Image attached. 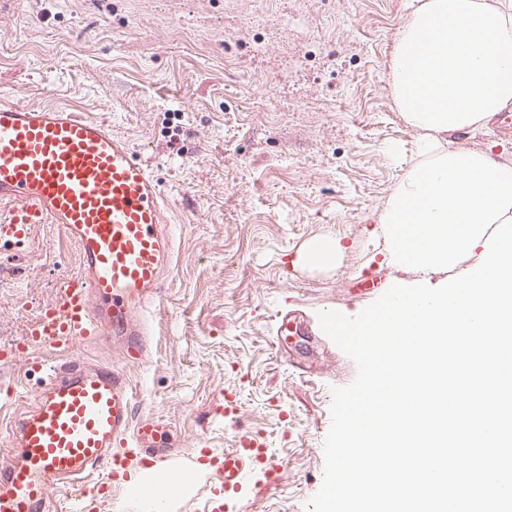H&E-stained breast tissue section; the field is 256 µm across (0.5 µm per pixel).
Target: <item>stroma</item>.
Here are the masks:
<instances>
[{
  "instance_id": "1",
  "label": "stroma",
  "mask_w": 512,
  "mask_h": 512,
  "mask_svg": "<svg viewBox=\"0 0 512 512\" xmlns=\"http://www.w3.org/2000/svg\"><path fill=\"white\" fill-rule=\"evenodd\" d=\"M408 0H0V95L66 107L111 125L159 180L173 273L144 311L145 360L126 368L135 417L169 425L158 447L184 462L264 437L284 465L252 478L249 512H306L321 487L335 388L355 363L318 314L358 315L410 271L382 266L369 295L352 283L369 232L413 164L416 133L392 108L387 61ZM394 154H387V146ZM340 238L330 270L294 260ZM63 229L0 243V343L23 336L75 272ZM297 320L284 348L280 316ZM42 377L0 367V420ZM240 412L223 417L221 393Z\"/></svg>"
}]
</instances>
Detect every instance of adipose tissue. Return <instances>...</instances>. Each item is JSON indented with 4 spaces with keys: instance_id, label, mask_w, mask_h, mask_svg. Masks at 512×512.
Listing matches in <instances>:
<instances>
[{
    "instance_id": "1",
    "label": "adipose tissue",
    "mask_w": 512,
    "mask_h": 512,
    "mask_svg": "<svg viewBox=\"0 0 512 512\" xmlns=\"http://www.w3.org/2000/svg\"><path fill=\"white\" fill-rule=\"evenodd\" d=\"M394 108L417 132L416 162L389 195L372 235L383 260L419 278L475 265L512 217V160L453 146L512 106V0H411L389 57Z\"/></svg>"
}]
</instances>
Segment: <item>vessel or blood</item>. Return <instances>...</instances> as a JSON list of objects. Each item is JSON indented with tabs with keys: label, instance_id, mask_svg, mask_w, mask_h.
<instances>
[{
	"label": "vessel or blood",
	"instance_id": "obj_1",
	"mask_svg": "<svg viewBox=\"0 0 512 512\" xmlns=\"http://www.w3.org/2000/svg\"><path fill=\"white\" fill-rule=\"evenodd\" d=\"M0 239L23 243L37 224H58L74 242L80 267L23 340L0 345V365L25 363L45 373L35 407L0 439L15 452L0 467V512H52L50 494L79 488L83 512H104L111 490L130 482L159 453L164 421L133 418L123 368L72 359L51 364L48 350L116 342L125 365L141 363L137 319L165 281L171 240L162 190L148 165L105 122L61 108L0 100ZM213 486L198 512H244L242 490L283 469L259 436L244 432L232 448L194 458Z\"/></svg>",
	"mask_w": 512,
	"mask_h": 512
}]
</instances>
